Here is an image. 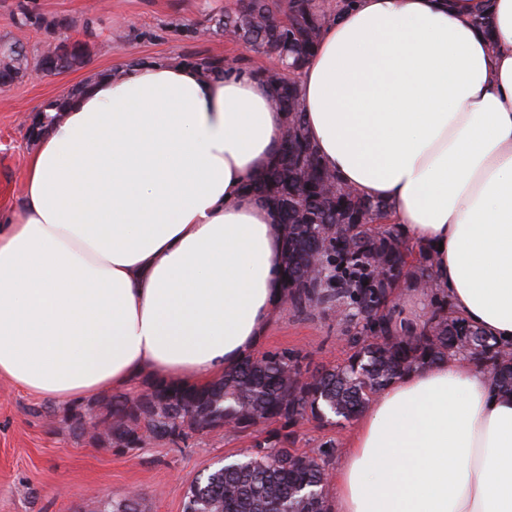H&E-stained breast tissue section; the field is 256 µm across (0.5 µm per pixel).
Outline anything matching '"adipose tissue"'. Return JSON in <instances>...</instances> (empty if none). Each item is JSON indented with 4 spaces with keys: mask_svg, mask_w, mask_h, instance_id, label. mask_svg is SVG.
Segmentation results:
<instances>
[{
    "mask_svg": "<svg viewBox=\"0 0 512 512\" xmlns=\"http://www.w3.org/2000/svg\"><path fill=\"white\" fill-rule=\"evenodd\" d=\"M317 155L424 253L456 315L512 346V0H354L296 74ZM255 70L100 76L36 136L0 218V376L65 400L152 372L205 384L279 316L284 242L250 178L284 116ZM332 512H512V393L458 357L390 383Z\"/></svg>",
    "mask_w": 512,
    "mask_h": 512,
    "instance_id": "1",
    "label": "adipose tissue"
}]
</instances>
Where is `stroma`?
Instances as JSON below:
<instances>
[{"label":"stroma","mask_w":512,"mask_h":512,"mask_svg":"<svg viewBox=\"0 0 512 512\" xmlns=\"http://www.w3.org/2000/svg\"><path fill=\"white\" fill-rule=\"evenodd\" d=\"M234 0H0V40L23 44L37 59L47 43L67 36L88 42L79 69L44 79L24 78L0 88V214L19 211L26 156L34 146L32 118L93 74L121 71L137 61L191 62L203 57L252 69L275 59L247 50L216 31L215 20ZM64 18L66 29L22 25L21 14ZM302 352L308 373L342 363L350 348L335 313L303 319L283 308L258 349ZM106 389L81 399L39 397L0 377V512H96L99 503L138 492L144 512H183L194 479L224 457L250 448L262 433L192 434L178 444L113 448L73 434L68 417L115 397ZM356 420L322 424L301 421L292 448L315 455L334 443L335 457L349 446Z\"/></svg>","instance_id":"stroma-1"}]
</instances>
